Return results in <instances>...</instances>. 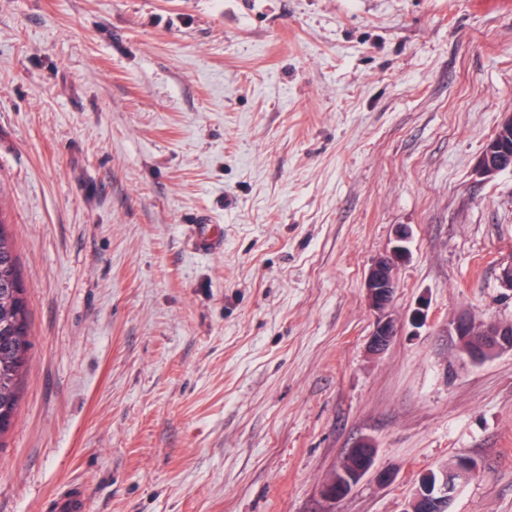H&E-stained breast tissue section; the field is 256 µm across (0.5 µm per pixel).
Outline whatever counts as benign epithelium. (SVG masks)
Segmentation results:
<instances>
[{"label":"benign epithelium","instance_id":"1","mask_svg":"<svg viewBox=\"0 0 512 512\" xmlns=\"http://www.w3.org/2000/svg\"><path fill=\"white\" fill-rule=\"evenodd\" d=\"M509 166H512V156L501 147L500 137L496 136L482 153L478 172L487 177ZM405 241L406 236L400 235L391 255L376 259L365 276L369 307L376 315L371 338V347L376 352L385 350L398 334V326L389 314V306L397 288L394 260L405 253ZM453 332L460 353L473 362L486 360L505 349L512 350V327L495 321L476 322L468 316H461L453 322ZM347 457L356 458L358 465L352 471H341L340 476L323 485V495L329 500L342 499L371 470L374 446L370 440H362L348 451ZM455 486L456 482L443 477L432 490L412 498L413 507L409 508V512H431L434 505L454 494Z\"/></svg>","mask_w":512,"mask_h":512}]
</instances>
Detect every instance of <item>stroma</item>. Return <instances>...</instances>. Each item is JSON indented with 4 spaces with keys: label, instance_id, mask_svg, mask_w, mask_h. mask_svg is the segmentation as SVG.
Returning <instances> with one entry per match:
<instances>
[{
    "label": "stroma",
    "instance_id": "35a3bbf8",
    "mask_svg": "<svg viewBox=\"0 0 512 512\" xmlns=\"http://www.w3.org/2000/svg\"><path fill=\"white\" fill-rule=\"evenodd\" d=\"M509 112L512 0H0L32 342L0 512H406L460 456L448 512H512V351L451 330L512 324V169L477 172ZM405 241L406 236L401 234L391 255L376 259L365 276L364 283L369 307L376 315L371 334V347L376 352L385 350L398 334V326L389 314V306L397 288L393 272L394 260L405 253L406 247L403 244ZM512 324L476 322L461 316L453 322V332L461 354L473 362L486 360L503 349L512 350ZM348 458H356L358 465L352 471L341 470L340 476L336 471L329 479L332 480L323 485V495L332 501L342 499L372 468L374 462V446L368 439L361 440L356 446L350 448ZM328 479V480H329ZM84 501V492L72 487L54 500V507L58 512H80L84 508Z\"/></svg>",
    "mask_w": 512,
    "mask_h": 512
}]
</instances>
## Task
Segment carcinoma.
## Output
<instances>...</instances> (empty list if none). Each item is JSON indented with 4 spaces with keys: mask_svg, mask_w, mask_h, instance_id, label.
Masks as SVG:
<instances>
[{
    "mask_svg": "<svg viewBox=\"0 0 512 512\" xmlns=\"http://www.w3.org/2000/svg\"><path fill=\"white\" fill-rule=\"evenodd\" d=\"M30 348L26 288L14 242L0 215V438L16 416ZM474 467L473 460L459 457L445 470L460 481L468 478Z\"/></svg>",
    "mask_w": 512,
    "mask_h": 512,
    "instance_id": "obj_1",
    "label": "carcinoma"
}]
</instances>
